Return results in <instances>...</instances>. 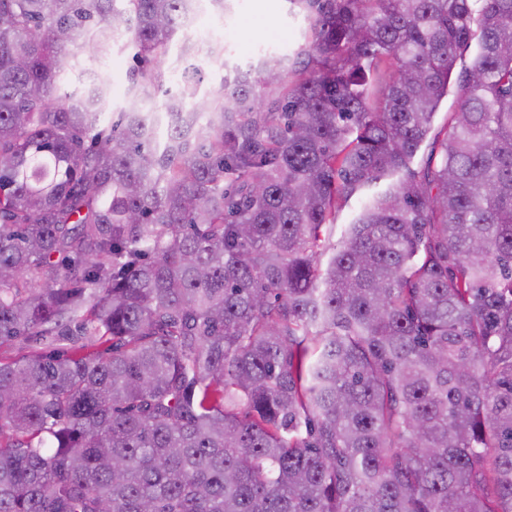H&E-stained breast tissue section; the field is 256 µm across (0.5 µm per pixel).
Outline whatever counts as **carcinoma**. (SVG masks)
<instances>
[{"mask_svg":"<svg viewBox=\"0 0 512 512\" xmlns=\"http://www.w3.org/2000/svg\"><path fill=\"white\" fill-rule=\"evenodd\" d=\"M190 2L0 0V346L69 343L0 362V512H512V0H291L159 143ZM120 29L117 119L54 96Z\"/></svg>","mask_w":512,"mask_h":512,"instance_id":"1","label":"carcinoma"}]
</instances>
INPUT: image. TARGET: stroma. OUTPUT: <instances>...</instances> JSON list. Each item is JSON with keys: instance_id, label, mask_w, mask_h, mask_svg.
Segmentation results:
<instances>
[{"instance_id": "35a3bbf8", "label": "stroma", "mask_w": 512, "mask_h": 512, "mask_svg": "<svg viewBox=\"0 0 512 512\" xmlns=\"http://www.w3.org/2000/svg\"><path fill=\"white\" fill-rule=\"evenodd\" d=\"M314 13L304 10L293 0H235L230 14L215 12L208 0H201L190 23L182 24L173 38L174 44L192 42L193 27L208 31L209 39L201 43L197 56L171 57L161 69L164 90L157 102H164L171 93H177L178 74L197 83L199 98H207L220 87L225 75V64L246 65L256 56L258 46H265L270 57L291 54L311 41ZM135 50L128 37H121L110 59L102 60L83 53L71 55L62 75L58 94L82 95L88 77L94 72H109L112 77V110L123 106L125 76L135 66Z\"/></svg>"}]
</instances>
